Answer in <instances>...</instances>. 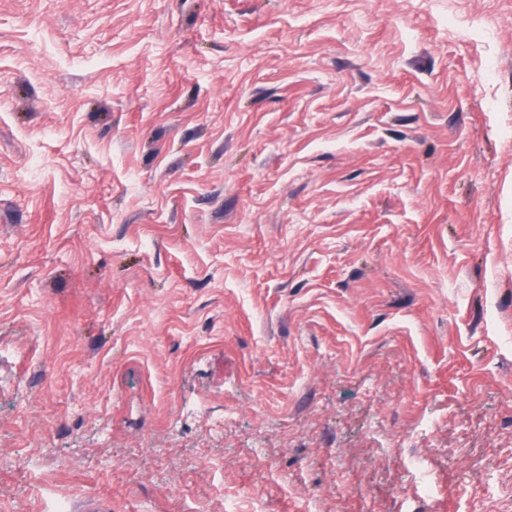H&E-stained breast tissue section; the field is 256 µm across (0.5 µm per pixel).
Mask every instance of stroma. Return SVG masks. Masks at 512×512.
I'll return each mask as SVG.
<instances>
[{"label": "stroma", "instance_id": "stroma-1", "mask_svg": "<svg viewBox=\"0 0 512 512\" xmlns=\"http://www.w3.org/2000/svg\"><path fill=\"white\" fill-rule=\"evenodd\" d=\"M512 512V0H0V512Z\"/></svg>", "mask_w": 512, "mask_h": 512}]
</instances>
